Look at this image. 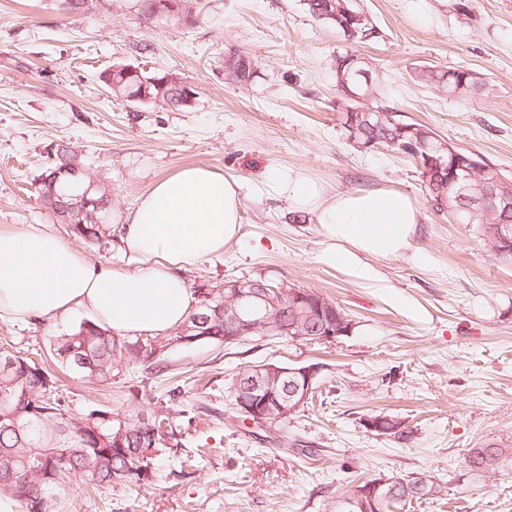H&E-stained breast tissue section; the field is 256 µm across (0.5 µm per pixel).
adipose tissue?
<instances>
[{"label": "adipose tissue", "mask_w": 512, "mask_h": 512, "mask_svg": "<svg viewBox=\"0 0 512 512\" xmlns=\"http://www.w3.org/2000/svg\"><path fill=\"white\" fill-rule=\"evenodd\" d=\"M275 191L315 225L321 262L357 283L382 287L380 261L422 258L415 236L424 214L396 188L338 190L308 169L272 166L255 192ZM242 207L241 183L206 166L158 180L121 218L122 246L139 262L130 271L94 268L47 232L0 233V318L63 317L82 306L126 336L167 332L191 311L184 270L239 240Z\"/></svg>", "instance_id": "1"}]
</instances>
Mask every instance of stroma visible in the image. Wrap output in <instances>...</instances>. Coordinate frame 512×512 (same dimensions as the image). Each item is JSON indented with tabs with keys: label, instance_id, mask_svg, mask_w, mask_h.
<instances>
[{
	"label": "stroma",
	"instance_id": "35a3bbf8",
	"mask_svg": "<svg viewBox=\"0 0 512 512\" xmlns=\"http://www.w3.org/2000/svg\"><path fill=\"white\" fill-rule=\"evenodd\" d=\"M354 4L373 38L348 39L303 0H198L193 25L156 22L142 0H100L80 15L56 0H0V231H45L89 263L125 271L134 262L118 239L96 246L71 236L39 198L57 149L82 159L119 216L155 181L207 166L243 185L241 235L185 271L190 289L285 282L334 300L352 320L348 335L329 343L179 346L165 381L138 368L107 387L64 377L59 388L76 415L148 411L175 387L213 414L186 430L177 452L155 456L148 481L83 484L58 495L55 512H336L343 485L392 474L444 484L443 499L415 512H512V260L485 246L475 225L436 210L411 155L351 138L333 69L345 51L364 58L386 86L387 106L512 175V0ZM233 54L257 63L247 84L224 73ZM114 65L179 74L194 95L178 109L132 105L99 80ZM421 66L473 73L479 89L448 95L416 77ZM273 164L309 168L338 189L391 186L416 201L426 263L378 265L407 305L322 263L321 238L286 195L253 194ZM89 318L81 308L63 318H1L0 347L43 362L53 337ZM266 362L322 371L299 417L259 431L236 418L230 386ZM379 412L401 421L399 434L365 427ZM284 435L309 442L317 457L282 449ZM486 443L503 456L493 469L471 470L470 449Z\"/></svg>",
	"mask_w": 512,
	"mask_h": 512
}]
</instances>
